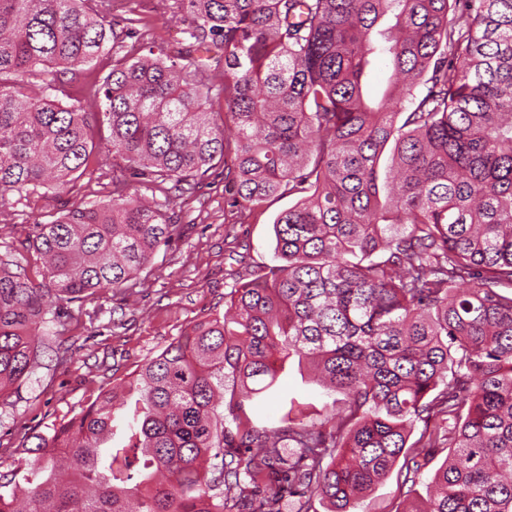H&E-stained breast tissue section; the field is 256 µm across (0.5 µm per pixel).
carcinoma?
<instances>
[{
    "mask_svg": "<svg viewBox=\"0 0 512 512\" xmlns=\"http://www.w3.org/2000/svg\"><path fill=\"white\" fill-rule=\"evenodd\" d=\"M178 9L187 45L170 52L126 19L131 43L86 87L103 110L85 112L72 83L118 39L109 0H0V215L15 193L87 174L101 187L0 260V395L39 366L67 306L137 285L177 235L173 196L228 156L235 198L295 199L273 224L278 264L129 389L26 436L25 485L0 481V512H357L398 460L413 483L445 448L417 512H512V0ZM382 60L396 79L376 100L364 78ZM98 125L107 170L88 166ZM293 356L345 396V418L242 421Z\"/></svg>",
    "mask_w": 512,
    "mask_h": 512,
    "instance_id": "carcinoma-1",
    "label": "carcinoma"
}]
</instances>
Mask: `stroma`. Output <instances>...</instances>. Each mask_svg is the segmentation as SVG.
<instances>
[{"label":"stroma","mask_w":512,"mask_h":512,"mask_svg":"<svg viewBox=\"0 0 512 512\" xmlns=\"http://www.w3.org/2000/svg\"><path fill=\"white\" fill-rule=\"evenodd\" d=\"M176 10V0H112L116 18L134 12L145 17L148 41L177 39L171 20ZM97 197L95 183L84 177L70 192L44 188L29 201L11 195L13 219L0 223V258L12 255L33 220L52 222L73 203ZM232 198L226 172L216 166L191 193L177 199L173 210L181 235L159 250L131 292L103 291L71 305L57 333L68 349L65 361L57 362L52 351H45L41 367L0 396V473L14 469L24 436L67 422L101 388L130 381L192 324L224 313L226 294L236 282L248 281L254 267L274 265L273 223L293 198L243 209L233 207ZM328 400L309 372L292 363L262 398L245 403L244 412L255 426L272 429L287 411L307 412ZM443 461L439 455L426 463L412 488L405 485L400 468H393L364 498L360 512H403L408 492L424 493Z\"/></svg>","instance_id":"35a3bbf8"}]
</instances>
